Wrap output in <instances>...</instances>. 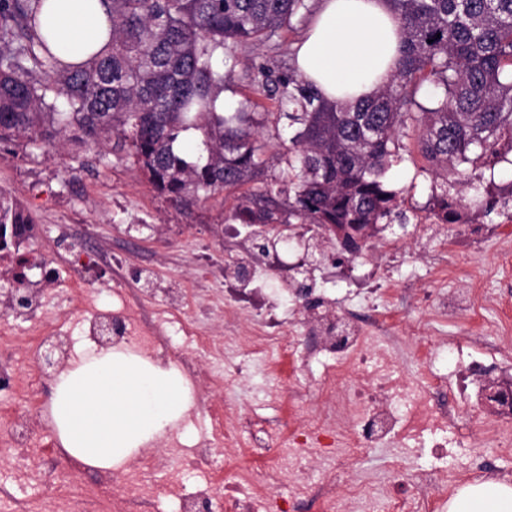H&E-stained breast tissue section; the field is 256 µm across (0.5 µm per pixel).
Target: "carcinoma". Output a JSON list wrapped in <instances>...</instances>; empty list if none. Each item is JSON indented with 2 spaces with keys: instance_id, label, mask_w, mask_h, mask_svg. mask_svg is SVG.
Instances as JSON below:
<instances>
[{
  "instance_id": "cac0c4a2",
  "label": "carcinoma",
  "mask_w": 512,
  "mask_h": 512,
  "mask_svg": "<svg viewBox=\"0 0 512 512\" xmlns=\"http://www.w3.org/2000/svg\"><path fill=\"white\" fill-rule=\"evenodd\" d=\"M401 30L390 81L366 101H329L298 69L261 65L249 75L277 100L260 113L245 99L216 110L235 92L239 50L281 47L282 32L314 15L309 0H103L112 44L64 65L38 32L43 0H0V144L72 141L127 149L161 195L189 207L200 192L264 190L238 197L247 224H312L364 233L406 221L383 177L400 158L401 138L417 132L429 169L444 174L434 207L452 223L473 173L512 152V0H388ZM288 122V149L269 152L267 125ZM203 135L192 160L174 144ZM276 166L280 175L268 176ZM32 216L0 192V247L7 225Z\"/></svg>"
}]
</instances>
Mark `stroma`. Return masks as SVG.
Masks as SVG:
<instances>
[{
    "mask_svg": "<svg viewBox=\"0 0 512 512\" xmlns=\"http://www.w3.org/2000/svg\"><path fill=\"white\" fill-rule=\"evenodd\" d=\"M239 55L236 99L252 96L262 110L277 111V101L254 95L246 74L249 66L265 62L287 71L291 63L287 48L274 53L262 45H249ZM403 142L407 150L402 160L388 169L383 181L401 200L406 223L389 224L367 240L361 254L353 256L342 251L336 239L322 235L319 225L294 222L288 227L289 242L277 246L289 264L280 280L269 278L257 261L250 262L248 279L238 278L239 262L250 248L243 237L234 235L228 222L236 192L205 194L197 205L184 210L160 195L127 153L111 145L92 143L78 150L64 137L52 146L0 147V191L20 202L39 223L29 239L32 256L59 272H70L67 255L53 246L61 233L84 236L88 246L112 255L111 267L100 269L87 290L69 293L64 302L53 293L45 302L44 323L62 322L69 331L68 353H76L90 341L89 322L96 311L123 308L135 325L127 343L165 363L178 362L183 356L197 358L213 377L207 386L198 379L193 382L197 408L183 439L161 443L140 460V469L156 483L150 512L182 510L181 502L165 490L168 473L182 475L186 495L207 483L220 499L225 481L241 480L253 465L248 453L226 458L223 443L214 440L224 412L247 421L258 414L268 425L296 429L289 405L276 408L271 404L273 392L287 390L295 379L305 392L302 406L312 410L319 404L325 365L305 368L291 356L275 369L269 358L246 351L247 336L263 321L286 325L294 335H301L296 298L261 315L245 311L232 325L225 321L228 289L246 282L260 300L270 297L273 289L284 286L293 290L314 282L335 297L339 308L364 321L374 315L366 296L386 291L394 299L397 333L405 339L396 351L405 374L416 378L431 370L443 378L442 398L456 410L460 422L449 434L443 455H436L428 446L405 448L388 443L353 457L352 476H383L400 462L412 470L448 467L452 490L489 479L512 482V459L483 456L480 442L482 424L511 423L512 412L499 411L495 404L484 401L486 379H475L462 397L456 378L461 350L481 352L494 363L490 377L512 378V223L503 221L512 207V162H499L474 180L459 222L420 224L416 217L432 211L430 196L440 179L419 155L414 137L406 136ZM443 251L450 259L444 273L435 263ZM189 279L195 282L194 302L183 312L168 304L165 292ZM464 294L470 299L467 307L443 314L440 303L444 298ZM184 322L191 323L198 333L214 337L221 351H202L180 341L177 331ZM420 329L425 341L444 347L439 358L428 365L418 361L410 348ZM0 349L21 363L36 361L38 345L30 322L0 315ZM53 390V379L43 378L40 406L31 410L30 425L42 439L45 452L28 457L27 462L33 471L52 474L63 482L84 512H113L111 497L119 493V485H111L110 498L92 497L103 474L85 469L58 447L47 419ZM10 473L8 465L0 464V512H52L39 482L21 489L14 486Z\"/></svg>",
    "mask_w": 512,
    "mask_h": 512,
    "instance_id": "35a3bbf8",
    "label": "stroma"
}]
</instances>
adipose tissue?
<instances>
[{
    "label": "adipose tissue",
    "mask_w": 512,
    "mask_h": 512,
    "mask_svg": "<svg viewBox=\"0 0 512 512\" xmlns=\"http://www.w3.org/2000/svg\"><path fill=\"white\" fill-rule=\"evenodd\" d=\"M297 54L299 71L330 101L373 96L388 83L401 32L386 0H324ZM59 56L80 63L111 39L101 0H49L39 14ZM196 410L193 387L174 364L121 343L88 344L60 371L50 401L51 424L78 464L124 474L146 449L179 436ZM447 512H512V484L467 483Z\"/></svg>",
    "instance_id": "1"
}]
</instances>
